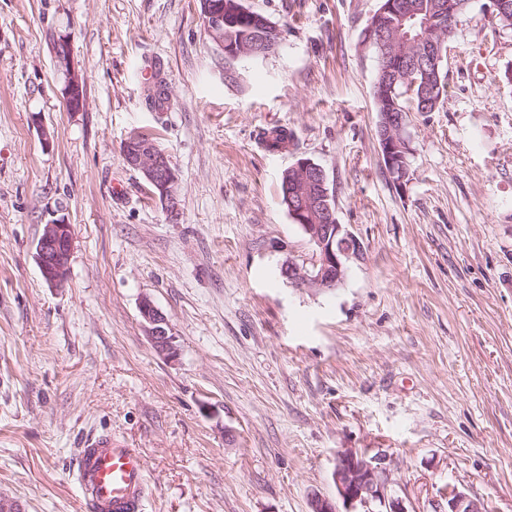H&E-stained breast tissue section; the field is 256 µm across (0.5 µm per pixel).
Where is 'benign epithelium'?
<instances>
[{
  "label": "benign epithelium",
  "mask_w": 512,
  "mask_h": 512,
  "mask_svg": "<svg viewBox=\"0 0 512 512\" xmlns=\"http://www.w3.org/2000/svg\"><path fill=\"white\" fill-rule=\"evenodd\" d=\"M206 32L219 49H224V0H199ZM396 32H380L374 36L380 51L381 66L378 78L387 82L395 72L391 65L394 53L391 44ZM447 35L437 39L417 38L421 60L437 67L443 61L444 43ZM50 46L56 69L63 77L62 98L70 112L84 109V78L73 67V37L68 31L50 33ZM273 41L264 40L259 47L243 45L227 52L239 59L256 53H269ZM402 125L394 122L380 136V147L385 167L393 181L402 185L409 174L411 148L407 138L396 135ZM123 159L127 166L140 171L154 189L166 212L175 217L180 199L177 191L178 176L170 166L167 155L155 144L131 135L123 143ZM291 170L295 172L305 191L288 188V204L291 219L300 226L313 246L312 256L302 262L288 259L280 266V274L296 288H314L332 291L343 285L348 263L362 256V246L343 225L334 222L335 212L327 198L319 194V178L322 167L308 159H300ZM328 220L316 224L317 215ZM73 225L65 217L55 218L44 224L43 232L36 244V261L40 273L52 287L65 283L70 273V257L73 244ZM140 315L143 327L152 347L161 355L173 358L177 355L175 336L170 332L168 319L153 301L142 297ZM332 480L336 498L312 494L310 512H340L343 504L346 512H406L404 505L393 493L385 457L370 456L353 449L341 451L336 456ZM446 512H483V504L467 493L453 488L446 497Z\"/></svg>",
  "instance_id": "7a95c632"
}]
</instances>
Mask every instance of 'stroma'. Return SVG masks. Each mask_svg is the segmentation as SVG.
<instances>
[{
    "mask_svg": "<svg viewBox=\"0 0 512 512\" xmlns=\"http://www.w3.org/2000/svg\"><path fill=\"white\" fill-rule=\"evenodd\" d=\"M244 3L281 32L265 58L226 57L198 0H0V497L82 512L77 450L108 432L147 461L143 512H309L346 448L387 456L407 512H445L454 487L512 512V29L470 0L441 106L408 114L398 187L364 41L380 0ZM274 125L286 152L261 142ZM133 133L167 154L177 217L124 163ZM302 158L363 245L333 291L280 275L312 254L280 203ZM57 207L74 239L53 288L35 246ZM145 296L175 358L145 334ZM49 41L56 69L63 77L61 94L66 108L70 112H79L84 109L86 104L84 79L73 67V37L71 32H51ZM397 130H402V121L390 122L387 130L380 136V147L384 158L385 167L391 174L393 181L401 186L409 174V160L411 148L406 137L396 135ZM139 310L144 331L152 347L159 354L167 358H174L177 355L174 344L175 337L170 332L165 314L147 296L142 297Z\"/></svg>",
    "mask_w": 512,
    "mask_h": 512,
    "instance_id": "35a3bbf8",
    "label": "stroma"
}]
</instances>
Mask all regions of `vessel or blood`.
Listing matches in <instances>:
<instances>
[{"label":"vessel or blood","instance_id":"vessel-or-blood-1","mask_svg":"<svg viewBox=\"0 0 512 512\" xmlns=\"http://www.w3.org/2000/svg\"><path fill=\"white\" fill-rule=\"evenodd\" d=\"M146 470L138 449L102 433L85 439L74 475L89 512H141Z\"/></svg>","mask_w":512,"mask_h":512}]
</instances>
